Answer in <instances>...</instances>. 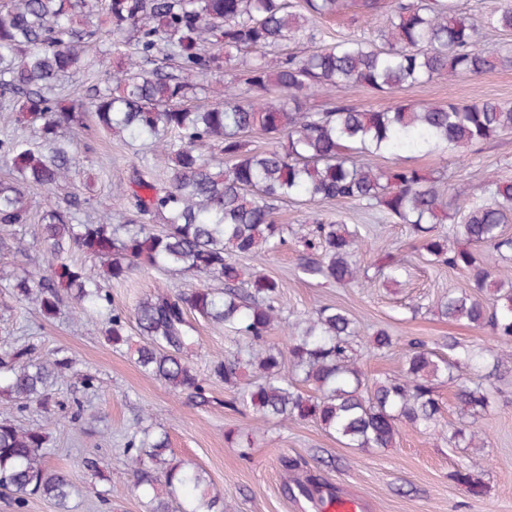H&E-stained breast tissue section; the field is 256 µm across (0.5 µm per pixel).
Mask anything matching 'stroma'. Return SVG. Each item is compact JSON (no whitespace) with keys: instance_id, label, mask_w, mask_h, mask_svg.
Listing matches in <instances>:
<instances>
[{"instance_id":"1","label":"stroma","mask_w":512,"mask_h":512,"mask_svg":"<svg viewBox=\"0 0 512 512\" xmlns=\"http://www.w3.org/2000/svg\"><path fill=\"white\" fill-rule=\"evenodd\" d=\"M348 96L354 104L377 110L400 101L471 103L496 99L512 103V69L477 77L444 74L391 93L363 88ZM90 140L93 150L89 162L72 174L75 191L91 200L80 218L89 222L108 211L113 223H125L131 212L118 199L128 193L129 179L141 154L114 135L97 132ZM407 162L440 176L441 186L460 192L469 191L489 175L512 180V134L476 145L463 161L446 154L413 153ZM316 210L322 217H337L366 230L372 240V256L401 250L408 261L407 271L394 284L342 288L325 281L303 280L298 264L304 250L297 243L271 254L239 257L245 272L259 270L281 283L280 305L289 320L334 305L354 320L363 344L377 329L385 328L400 343L422 339L437 350L451 337L470 346L497 347V339L488 331L439 316V300L448 292L467 288L469 276L466 271L431 265L419 257L410 225L349 201L323 202ZM46 266L41 248L23 253L0 249V352L25 342L35 343L33 355L37 358L53 350L66 352L75 360L76 372L58 386L55 399L67 405L73 398H81L91 424L80 433L61 416L45 423L39 413L18 412L5 399H0V419L43 423L53 450L51 466L74 478L84 476V456L99 457L104 481L98 482L96 491L74 498L71 512H146L145 497L135 489L122 455L128 434L140 423L166 431L176 455L191 458L207 470L224 495L225 512H311L304 499L285 492L295 478L281 463L285 456L305 459L308 473L363 499L367 512H512L511 363L496 376L479 373L471 377L494 396L492 406L476 425L486 443L483 451L449 447L446 440L406 425L401 426L394 447L346 448L316 423L283 424L227 408L232 392L220 381H211L212 401L206 407L195 406L186 395L166 391L143 374L127 352L112 348L104 335L102 317L73 324L72 306L67 303L56 318L44 319L32 306L18 301L11 285L22 271L34 272ZM204 282V277L189 274L139 273L128 282L112 284L110 292L114 305L129 312L159 285L191 288ZM193 325L197 346L191 360L203 373L211 356L224 351L230 342L222 325L200 319ZM85 372L100 378L102 392L85 393L81 379ZM237 429L242 432L238 442L225 441V432ZM460 467L471 469L484 481V497H472L452 481V472ZM101 492L107 504L99 503L97 495Z\"/></svg>"}]
</instances>
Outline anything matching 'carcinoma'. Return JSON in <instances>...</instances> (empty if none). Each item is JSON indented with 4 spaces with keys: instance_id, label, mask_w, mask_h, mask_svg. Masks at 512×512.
<instances>
[{
    "instance_id": "carcinoma-1",
    "label": "carcinoma",
    "mask_w": 512,
    "mask_h": 512,
    "mask_svg": "<svg viewBox=\"0 0 512 512\" xmlns=\"http://www.w3.org/2000/svg\"><path fill=\"white\" fill-rule=\"evenodd\" d=\"M352 9L367 17L383 15L373 37L353 33L332 42L317 20ZM512 32V3L478 18L458 12L453 0H304L303 11L290 0H6L0 4V97L15 113L14 128L30 130L36 146L13 134L0 137V159L11 170L0 181V226L32 221L29 189L52 190L68 181L80 162L76 140L90 127L110 131L151 148L131 183L135 219L112 223L103 214L81 224L76 213L89 198L51 202L39 218L35 244L48 255V267L26 272L12 285L18 299L53 319L64 299L74 302L76 319L105 317L106 338L125 349L135 363L169 392L186 393L204 406L209 382L233 389L230 405L243 413L283 422H315L346 448H390L399 426L424 434L438 431L441 404L436 386L449 383L461 415L470 418L448 428V445H474L475 421L491 405L489 389L464 380L460 371H478L512 351L474 349L448 340L443 355L422 340L408 344L403 368L369 380L358 359L357 330L344 310L327 305L288 324L276 306L279 281L261 271L244 276L236 257L272 253L286 244L290 229L276 221L278 204L294 200L314 205L352 201L412 226L426 260L463 269L470 290L450 292L437 307L443 317L486 329L512 343V275L502 261L512 253V181H484V199L457 192L448 197L421 169L399 162V153L419 150L463 157L468 149L512 132V104L492 99L467 104L397 103L376 110L345 100L320 110L310 106L317 92L370 88L391 92L451 73L480 75L512 67V50L479 47L480 32ZM130 47L126 62L105 85L93 84L84 97L66 101L52 94L59 77L98 72L106 61L89 50L100 34ZM316 43L309 52L286 54L272 67L257 58L238 73L222 65L212 46L260 54L286 41ZM152 63L145 71L140 63ZM224 83V98L190 106L194 80ZM73 132V140L60 130ZM265 135L272 146L252 148L249 137ZM218 147L224 169L215 170L204 151ZM364 156L391 160L385 167L361 162ZM450 234L433 225L454 218ZM159 218L162 229L146 219ZM310 253L300 272L343 287L374 283L368 275V241L359 228L314 216L301 225ZM99 271L71 258L74 252ZM376 275L397 282L404 258L385 253ZM149 271L202 275L221 288H158L141 299L133 317L114 307L101 280L125 282ZM490 291L493 305L484 303ZM220 324L244 345L211 360L202 377L189 356L196 346L190 318ZM134 321L139 341L128 335ZM289 325L286 349L268 342L271 331ZM395 347L381 328L370 339L373 352ZM288 355H283V352ZM289 361L292 374L284 371ZM248 364L258 379L240 386ZM72 358L54 351L34 359L24 344L0 356V396L21 412L56 415L53 387L73 370ZM47 437L40 425L0 421V492L23 509L33 497L70 512L69 501L103 479L94 458L84 460L78 485L48 463ZM123 456L136 476L135 487L150 495L148 512H224V496L207 473L179 459L167 432L136 428ZM474 498L486 495L484 483L468 468L451 474ZM300 496L323 498L324 484L310 475L295 479Z\"/></svg>"
}]
</instances>
